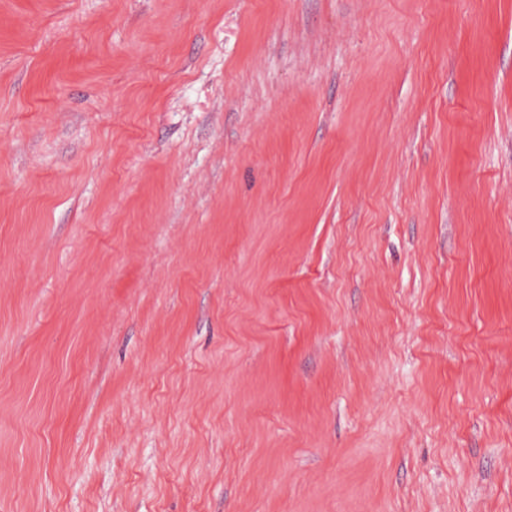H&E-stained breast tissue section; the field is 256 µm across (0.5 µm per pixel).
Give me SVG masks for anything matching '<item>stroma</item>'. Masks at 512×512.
I'll list each match as a JSON object with an SVG mask.
<instances>
[{
  "label": "stroma",
  "instance_id": "35a3bbf8",
  "mask_svg": "<svg viewBox=\"0 0 512 512\" xmlns=\"http://www.w3.org/2000/svg\"><path fill=\"white\" fill-rule=\"evenodd\" d=\"M0 512H512V0H0Z\"/></svg>",
  "mask_w": 512,
  "mask_h": 512
}]
</instances>
